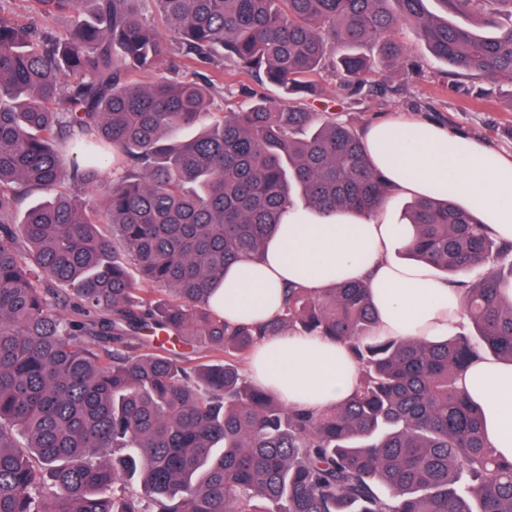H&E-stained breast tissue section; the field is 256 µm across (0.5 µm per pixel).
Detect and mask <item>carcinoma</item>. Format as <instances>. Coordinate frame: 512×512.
I'll return each instance as SVG.
<instances>
[{"mask_svg": "<svg viewBox=\"0 0 512 512\" xmlns=\"http://www.w3.org/2000/svg\"><path fill=\"white\" fill-rule=\"evenodd\" d=\"M30 2L45 26L0 15V512H512V461L458 385L512 362V242L474 206L406 214V257L462 289L467 332L380 336L363 281L291 286L262 326L208 303L296 199L367 216L393 193L340 112L302 106L322 69L341 112L383 98L418 67L408 29L451 76L512 83V0H154L163 31L138 0ZM226 58L289 102L243 86L209 111ZM285 331L344 343L355 396L313 413L253 384L256 341Z\"/></svg>", "mask_w": 512, "mask_h": 512, "instance_id": "1", "label": "carcinoma"}]
</instances>
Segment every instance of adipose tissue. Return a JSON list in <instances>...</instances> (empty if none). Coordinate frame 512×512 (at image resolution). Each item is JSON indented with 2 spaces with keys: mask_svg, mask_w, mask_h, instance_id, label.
Instances as JSON below:
<instances>
[{
  "mask_svg": "<svg viewBox=\"0 0 512 512\" xmlns=\"http://www.w3.org/2000/svg\"><path fill=\"white\" fill-rule=\"evenodd\" d=\"M398 120L369 126L363 136L375 164L404 195L448 194L479 203L477 217L512 242V153H504L435 123L407 122L415 146L392 147ZM412 238L406 225L381 215L351 219L289 209L260 259L231 265L210 305L225 322L262 325L283 312L284 291L299 285L318 294L334 281H365L379 335L435 340L461 330L462 293L424 263L399 260ZM251 380L288 406L314 412L350 400L358 369L346 346L322 336L284 332L262 337L248 366ZM460 386L481 404L486 436L512 461V362L476 359Z\"/></svg>",
  "mask_w": 512,
  "mask_h": 512,
  "instance_id": "ef3b65f1",
  "label": "adipose tissue"
}]
</instances>
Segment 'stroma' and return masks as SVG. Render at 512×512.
Wrapping results in <instances>:
<instances>
[{"label":"stroma","mask_w":512,"mask_h":512,"mask_svg":"<svg viewBox=\"0 0 512 512\" xmlns=\"http://www.w3.org/2000/svg\"><path fill=\"white\" fill-rule=\"evenodd\" d=\"M402 37L411 43V53L420 61L419 72L410 74L397 68L399 93L350 113V122L363 131L370 124L395 117L424 119L512 153V83L489 84L476 79L471 89H464L462 83L449 79L445 63L414 45L410 32H403Z\"/></svg>","instance_id":"1"}]
</instances>
